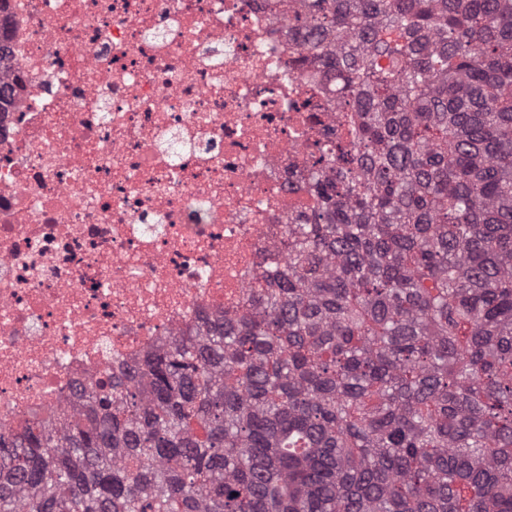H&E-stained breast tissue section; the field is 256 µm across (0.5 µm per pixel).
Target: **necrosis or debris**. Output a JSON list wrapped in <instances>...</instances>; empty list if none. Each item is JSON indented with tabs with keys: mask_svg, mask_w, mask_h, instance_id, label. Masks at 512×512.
<instances>
[{
	"mask_svg": "<svg viewBox=\"0 0 512 512\" xmlns=\"http://www.w3.org/2000/svg\"><path fill=\"white\" fill-rule=\"evenodd\" d=\"M0 434L239 309L343 125L272 0H6Z\"/></svg>",
	"mask_w": 512,
	"mask_h": 512,
	"instance_id": "1",
	"label": "necrosis or debris"
}]
</instances>
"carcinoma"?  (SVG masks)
Returning a JSON list of instances; mask_svg holds the SVG:
<instances>
[{
	"instance_id": "carcinoma-1",
	"label": "carcinoma",
	"mask_w": 512,
	"mask_h": 512,
	"mask_svg": "<svg viewBox=\"0 0 512 512\" xmlns=\"http://www.w3.org/2000/svg\"><path fill=\"white\" fill-rule=\"evenodd\" d=\"M341 164L241 309L0 439V512H512V0H294Z\"/></svg>"
}]
</instances>
